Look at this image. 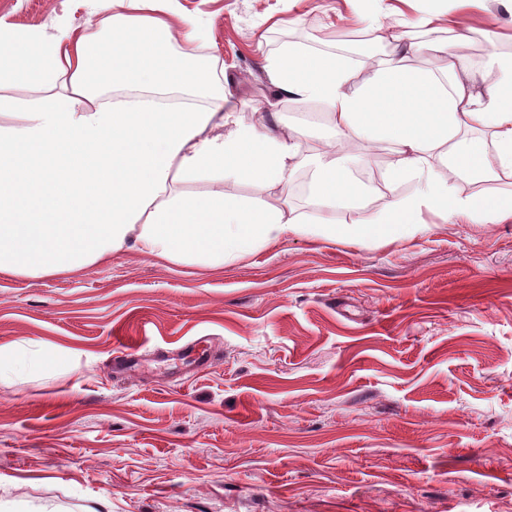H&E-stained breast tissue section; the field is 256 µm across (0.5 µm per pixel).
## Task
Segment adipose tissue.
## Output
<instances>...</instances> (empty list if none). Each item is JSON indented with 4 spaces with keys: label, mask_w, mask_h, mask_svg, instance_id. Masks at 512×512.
<instances>
[{
    "label": "adipose tissue",
    "mask_w": 512,
    "mask_h": 512,
    "mask_svg": "<svg viewBox=\"0 0 512 512\" xmlns=\"http://www.w3.org/2000/svg\"><path fill=\"white\" fill-rule=\"evenodd\" d=\"M366 17L388 47L362 80L336 56L286 48L261 70L280 97L329 109V137L319 152L300 147L305 129L272 130L263 112L243 114L197 53L193 23L174 0H111L97 21L110 37L0 24V84L39 90L37 99H0L21 124L0 128V274L40 278L106 260L133 245L173 264L221 266L290 235L391 243L428 231L426 214L448 224L512 220V196L462 197L459 181L512 177V55L489 66L497 80L479 86L467 62L449 56L451 84L408 69V33L392 32L385 0H367ZM137 93L102 103L103 79ZM187 88L209 91L212 108L170 111L156 97ZM385 145L384 184L413 182L411 198L390 200L373 219L363 212L368 187L345 155L357 143ZM309 169V201L319 220L233 198L197 197L180 185L210 177L219 185L288 183ZM350 209V222L334 218Z\"/></svg>",
    "instance_id": "1"
}]
</instances>
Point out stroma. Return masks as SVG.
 <instances>
[{
  "label": "stroma",
  "instance_id": "1",
  "mask_svg": "<svg viewBox=\"0 0 512 512\" xmlns=\"http://www.w3.org/2000/svg\"><path fill=\"white\" fill-rule=\"evenodd\" d=\"M100 0H0V22L87 30ZM238 109L328 130L258 72L284 47L354 62L344 0H178ZM473 42L411 29L406 62L446 75L512 54V11ZM447 43L448 56L430 52ZM309 173L230 196L318 217ZM137 365L111 370L113 339ZM206 348L211 363L194 361ZM0 350L43 351L0 384V501L19 512H512V222L432 224L387 245L288 236L220 267L128 246L63 276H0Z\"/></svg>",
  "mask_w": 512,
  "mask_h": 512
}]
</instances>
